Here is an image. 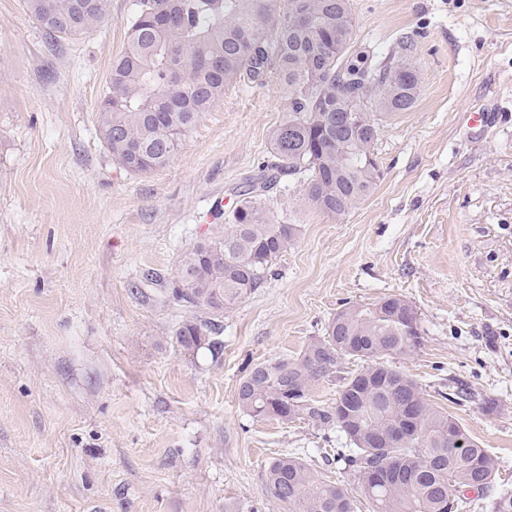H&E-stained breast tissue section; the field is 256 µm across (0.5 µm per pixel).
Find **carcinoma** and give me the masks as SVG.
<instances>
[{
	"instance_id": "1",
	"label": "carcinoma",
	"mask_w": 512,
	"mask_h": 512,
	"mask_svg": "<svg viewBox=\"0 0 512 512\" xmlns=\"http://www.w3.org/2000/svg\"><path fill=\"white\" fill-rule=\"evenodd\" d=\"M76 2L26 0V6L48 38L62 41L101 24L111 0H86L71 23ZM345 15H353L352 0H133L127 45L97 106L102 144L124 171L142 175L169 166L187 134L242 81L275 77L285 106L271 136V163L239 188L224 229L182 255L171 288L180 306L230 311L273 274L299 225L273 223L267 188L294 180L304 200L332 219L375 189L381 169L373 112L412 108L419 78L404 55L361 66L346 61L354 25ZM362 72L373 79L358 106L356 133L342 118ZM400 302L387 296L347 307L340 311L343 324L331 321L298 357L255 365L239 385V407L254 420L337 427L346 447L336 449V462L354 475L369 512H471V493L489 501L492 512H512V489L496 484L497 460L448 411L427 403L415 380L385 365L421 344L417 312ZM210 329L185 320L177 342L215 350ZM347 357L362 361V369L344 378L324 408L312 391ZM409 418L417 437L399 441L395 433ZM266 488L288 512L356 509L343 484L319 476L295 452L269 462Z\"/></svg>"
}]
</instances>
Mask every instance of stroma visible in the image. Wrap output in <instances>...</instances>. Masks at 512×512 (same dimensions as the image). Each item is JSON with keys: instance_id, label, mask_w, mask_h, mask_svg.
<instances>
[{"instance_id": "stroma-1", "label": "stroma", "mask_w": 512, "mask_h": 512, "mask_svg": "<svg viewBox=\"0 0 512 512\" xmlns=\"http://www.w3.org/2000/svg\"><path fill=\"white\" fill-rule=\"evenodd\" d=\"M133 0L51 46L24 0H0V512H288L265 468L304 449L335 475L336 427L253 420L237 404L256 364L295 358L336 312L399 296L420 347L413 378L498 461L512 486V0H353V60L413 43L415 104L380 115L382 177L348 215L268 198L301 233L262 288L217 316L216 350L175 331L180 255L215 233L216 200L272 158L279 83L226 92L178 157L125 172L97 105ZM496 125L469 135L463 112ZM496 403L486 411L485 401Z\"/></svg>"}]
</instances>
